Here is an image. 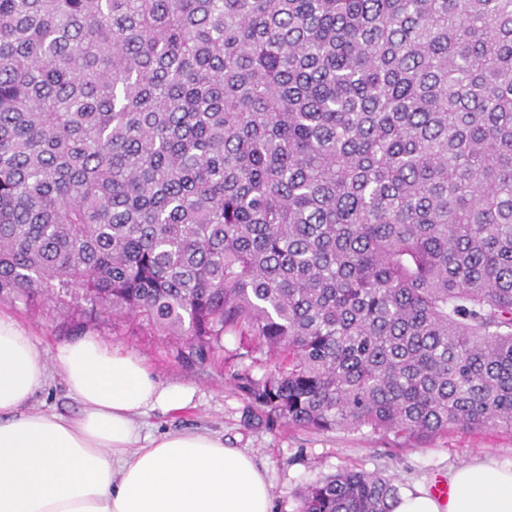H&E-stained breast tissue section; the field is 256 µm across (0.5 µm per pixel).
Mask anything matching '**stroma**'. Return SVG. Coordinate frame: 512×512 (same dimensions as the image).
<instances>
[{"label":"stroma","instance_id":"35a3bbf8","mask_svg":"<svg viewBox=\"0 0 512 512\" xmlns=\"http://www.w3.org/2000/svg\"><path fill=\"white\" fill-rule=\"evenodd\" d=\"M0 311L12 315L34 337L48 369L46 384L32 400V409H51L68 416L80 409L57 362L60 345L95 336L108 347L136 353L162 386L192 392L185 408L157 407L140 416L143 433L205 431L222 437L228 447L252 452L272 483L274 512H297V493L302 487L343 469L378 473L403 489L417 481L442 478L450 469L476 458L487 457L497 466L512 467V432H451L417 446L367 428L322 432L277 421L255 407L234 379L245 370L262 378L274 369L275 359L263 351L241 356L234 336L225 337L223 357L201 361L179 355L176 345L154 336L147 327L122 320L87 323L72 310L40 298L30 303L0 298Z\"/></svg>","mask_w":512,"mask_h":512}]
</instances>
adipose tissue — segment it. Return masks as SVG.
Instances as JSON below:
<instances>
[{
    "label": "adipose tissue",
    "instance_id": "ef3b65f1",
    "mask_svg": "<svg viewBox=\"0 0 512 512\" xmlns=\"http://www.w3.org/2000/svg\"><path fill=\"white\" fill-rule=\"evenodd\" d=\"M57 359L80 412L27 411L46 366L0 313V512H273L255 456L207 432L143 435L139 416L186 407L189 390L162 386L138 355L94 336L63 344ZM447 484L444 497L405 489L393 512H512V468L476 460Z\"/></svg>",
    "mask_w": 512,
    "mask_h": 512
}]
</instances>
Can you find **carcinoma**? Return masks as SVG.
I'll use <instances>...</instances> for the list:
<instances>
[{
	"label": "carcinoma",
	"mask_w": 512,
	"mask_h": 512,
	"mask_svg": "<svg viewBox=\"0 0 512 512\" xmlns=\"http://www.w3.org/2000/svg\"><path fill=\"white\" fill-rule=\"evenodd\" d=\"M37 296L239 337L297 427L512 431V0H0V298Z\"/></svg>",
	"instance_id": "carcinoma-1"
}]
</instances>
